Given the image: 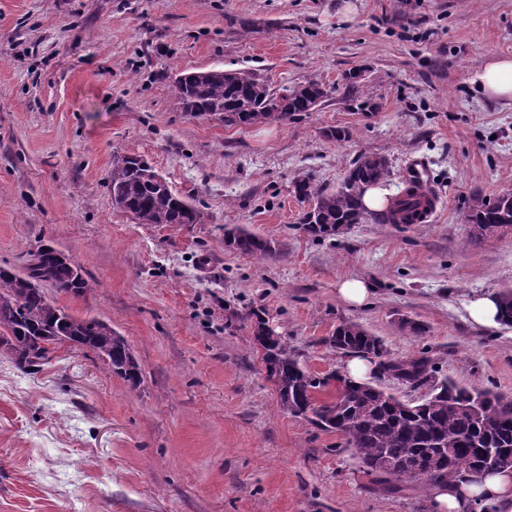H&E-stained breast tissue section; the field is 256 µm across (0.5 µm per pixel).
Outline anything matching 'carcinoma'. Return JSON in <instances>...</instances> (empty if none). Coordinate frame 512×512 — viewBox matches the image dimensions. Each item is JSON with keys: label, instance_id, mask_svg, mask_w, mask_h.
<instances>
[{"label": "carcinoma", "instance_id": "obj_1", "mask_svg": "<svg viewBox=\"0 0 512 512\" xmlns=\"http://www.w3.org/2000/svg\"><path fill=\"white\" fill-rule=\"evenodd\" d=\"M174 95L190 116H215L226 126H252L285 122L310 112L326 97L315 81L269 89L256 73L210 69L189 73L173 81ZM390 176L387 159L365 154L348 170L334 191L318 189L311 179L293 183L301 200L313 207L301 218L310 235L326 238L354 224L372 220L376 224H408L422 205L407 189L382 211L369 212L363 205L366 188ZM112 203L140 224H199L201 212L175 193L169 182L143 159L128 155L115 164L109 179ZM473 241L479 242L512 228V193L495 198L477 196L467 215ZM225 246L237 253L271 258V242L242 228L225 230ZM83 298L93 285L81 268L50 246L34 254L25 271L0 266V350L20 370L47 363L55 349L69 346L91 351L113 374L137 387L142 368L125 337L112 325L97 318H80L50 301L43 284ZM253 337L261 352L267 377L275 386L281 408L325 430L339 433L369 475L391 483L417 482L428 486L463 469L483 471V457L490 450L507 461L512 459V399L489 389L468 388L444 380L426 401L405 404L384 395L370 382L344 381L334 400L317 402L316 393L330 385L336 375L317 377L300 363L288 342L269 326L263 312L250 313ZM500 322L512 326V290L500 295ZM336 352L375 354L380 337L355 323H344L328 338ZM386 371L397 380L427 385L436 381V370L428 357L393 359ZM414 457L428 461L426 474L404 466Z\"/></svg>", "mask_w": 512, "mask_h": 512}]
</instances>
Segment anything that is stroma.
Wrapping results in <instances>:
<instances>
[{"mask_svg":"<svg viewBox=\"0 0 512 512\" xmlns=\"http://www.w3.org/2000/svg\"><path fill=\"white\" fill-rule=\"evenodd\" d=\"M345 1L0 0V265L25 270L44 245L72 257L91 293L46 295L112 324L143 368L133 389L66 346L30 373L0 355V512H430L426 489L381 493L340 434L280 408L253 310L320 377L344 361L327 337L353 322L391 357L512 396V326L468 315L512 289V230L475 242L466 220L476 195L512 192V106L471 82L488 55L512 56V0H349V18ZM214 68L327 96L285 123L187 115L173 76ZM363 154L388 159L393 197L424 159L433 221L306 233L294 180L336 190ZM125 155L202 223L115 207ZM234 226L275 257L227 249ZM346 279L372 285L368 304L343 302ZM471 320L481 326L498 327V297L493 294L477 296L468 306Z\"/></svg>","mask_w":512,"mask_h":512,"instance_id":"obj_1","label":"stroma"}]
</instances>
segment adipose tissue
<instances>
[{
  "label": "adipose tissue",
  "instance_id": "1",
  "mask_svg": "<svg viewBox=\"0 0 512 512\" xmlns=\"http://www.w3.org/2000/svg\"><path fill=\"white\" fill-rule=\"evenodd\" d=\"M473 82L486 99L512 101V57L486 58L474 72ZM434 512H472L476 502L512 512V472L464 473L429 489Z\"/></svg>",
  "mask_w": 512,
  "mask_h": 512
}]
</instances>
